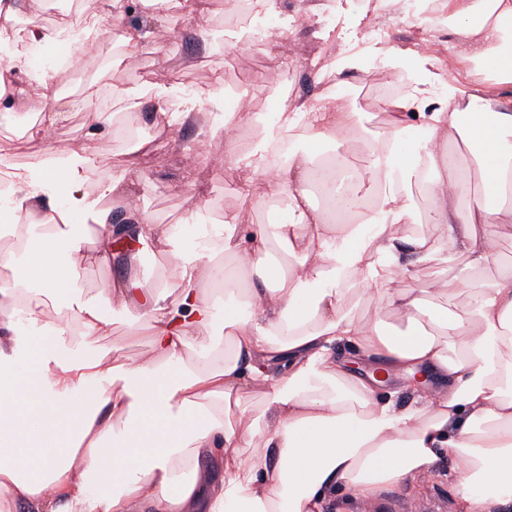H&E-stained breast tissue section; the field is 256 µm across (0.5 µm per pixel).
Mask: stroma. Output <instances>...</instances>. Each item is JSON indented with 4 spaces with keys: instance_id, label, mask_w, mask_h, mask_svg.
<instances>
[{
    "instance_id": "1",
    "label": "stroma",
    "mask_w": 512,
    "mask_h": 512,
    "mask_svg": "<svg viewBox=\"0 0 512 512\" xmlns=\"http://www.w3.org/2000/svg\"><path fill=\"white\" fill-rule=\"evenodd\" d=\"M314 27H298L293 19L299 0H277L273 16L283 36L277 43L256 42L244 52L226 56L238 24L225 20L224 0H207L206 8L195 18L172 17L174 36L164 50L152 42H141L132 60L107 68L112 55L111 43H102L97 58L86 60L79 68L66 72L60 80L62 117L46 126L44 140L16 139L20 120L37 119L42 109L38 98H31L25 111L0 114V141L8 140L9 160L25 162L29 155L51 147L54 158L65 162L72 171L83 172L86 163L99 164L102 176L122 170L129 158L138 161L140 177L128 187L129 198L135 199L149 223L179 224L181 239L191 243L193 231L202 225L223 222L224 206L238 191L242 173L225 169L224 158V89L234 87L250 111L261 112L276 103L266 75L272 63L280 65V79L291 96L315 101L322 92L339 94L343 104L360 112L370 142H383L390 134L388 116L380 100L372 93L376 80L387 66L379 54L380 46L422 51L424 32L408 0H398L394 10L379 16L389 34L380 39L372 36V22L364 14L368 0H321ZM91 85L106 112L118 113L119 119L109 135L95 137L90 133L92 117L80 108L83 100L79 89ZM156 84L171 88L166 113L156 112L151 101L127 108L114 104L111 86L144 90ZM211 87L213 94L198 100L197 91ZM208 112L206 129L169 122L167 116L191 106ZM205 155L204 165L187 164V154ZM135 263H113L96 266L92 253H84V270L76 283L84 302L96 304L104 317L112 318L108 335H89L81 339L79 348L98 352L120 347L122 356L135 358L149 351L147 337L130 334L129 325L135 312H113L102 283L137 278L157 287L175 290L178 261L172 256L146 253L144 244H134ZM512 268V238L501 243L496 268L476 273L469 270L461 257L435 263L433 276L459 278L481 286H489L497 269ZM436 498L443 502L442 512H459L458 502L447 471L425 479L421 492L411 496L402 489L386 492L381 498L356 502L336 494L325 503L324 512H392L390 504L401 500L416 505Z\"/></svg>"
}]
</instances>
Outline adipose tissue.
Returning a JSON list of instances; mask_svg holds the SVG:
<instances>
[{
    "instance_id": "adipose-tissue-1",
    "label": "adipose tissue",
    "mask_w": 512,
    "mask_h": 512,
    "mask_svg": "<svg viewBox=\"0 0 512 512\" xmlns=\"http://www.w3.org/2000/svg\"><path fill=\"white\" fill-rule=\"evenodd\" d=\"M436 7L447 11L448 37L462 43L481 81L460 88L437 57L387 48L389 72L407 73L410 88L385 100L392 135L351 184L342 148L359 140L360 117L335 94L322 93L318 105L289 100L271 123L226 114L225 125L264 132L246 153L225 137V164L248 174L223 223L190 254L178 225L145 223L125 204L122 185L135 163L103 179L99 164L76 175L43 153L26 170H8L21 245L0 249V266L14 273L0 289L12 310L0 320V512H322L336 492L370 500L443 465L463 512L512 500V270L470 289L463 303L459 281L428 277L433 262L457 253L470 269H488L512 234V67L499 63L512 0ZM129 14L128 0H99L72 56L97 55L107 29L119 31L122 46H137L146 34ZM70 31L0 21V44L15 46L0 61V86H13L5 105L35 96L47 123L56 121L60 71L32 68L30 56ZM412 126L424 133L414 163L402 147ZM298 129L307 147L265 180L269 145ZM464 138L478 145L471 157L449 152ZM475 179L495 188L496 203L470 195ZM415 181L427 185V210L405 190ZM48 184L58 194L47 195ZM91 186L124 203L121 223L112 208L96 214L100 266H111L119 235L181 260L176 293L110 285L114 309H137L132 332L150 339L149 356L133 365L68 347L73 326L86 335L109 327L73 291L80 229L58 225ZM269 196L285 197L287 219L248 224ZM421 223L433 235H402ZM278 250L297 264L275 260ZM357 290L401 313L405 326L380 314L361 320L350 306ZM55 291L67 292V302L48 322L37 297ZM258 382L267 387L261 405L230 423ZM92 384L94 397L80 400Z\"/></svg>"
}]
</instances>
